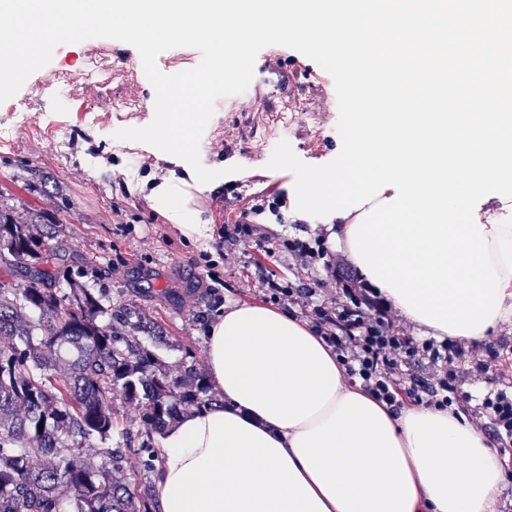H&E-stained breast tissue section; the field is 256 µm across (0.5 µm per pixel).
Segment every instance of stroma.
Segmentation results:
<instances>
[{
    "instance_id": "1",
    "label": "stroma",
    "mask_w": 512,
    "mask_h": 512,
    "mask_svg": "<svg viewBox=\"0 0 512 512\" xmlns=\"http://www.w3.org/2000/svg\"><path fill=\"white\" fill-rule=\"evenodd\" d=\"M128 53V46L111 39H91L58 45L50 62L33 73L19 92L0 102V204L13 211L18 223L33 218L56 221V241L68 253L81 282L103 291L112 307H134L156 321L167 344L161 355L172 368L183 363L205 370L206 329L229 301L270 302L256 272L257 255L249 242L219 244L184 241L175 222L156 207L145 205L152 186L167 183L195 209L202 223L221 227L266 188L289 193L294 177L267 169V156H252L248 145L263 129L267 113L240 114L232 98L217 101L213 121L200 142L207 168L220 171L210 190L195 187L192 168L165 154L132 147L115 139L116 130L150 124L149 110L119 117L109 112L112 97L127 95L148 101L151 85L142 75L139 58H132L134 79L104 72L98 83L82 82L92 51ZM39 100L38 110L19 111V104ZM336 120L320 126L308 120L282 137H271L268 148L287 140L304 163L323 165L341 149ZM237 173H230V166ZM290 202L258 216L271 224L274 256L265 267L295 284L316 286L314 302L330 301L336 290L323 263L300 265L283 247L284 239H314L320 227L294 219ZM473 352L488 364L487 372L471 367L459 372L460 398L454 408L470 414L495 388L500 374L512 375V326L491 341L476 343Z\"/></svg>"
}]
</instances>
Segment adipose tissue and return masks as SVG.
I'll use <instances>...</instances> for the list:
<instances>
[{
  "label": "adipose tissue",
  "instance_id": "ef3b65f1",
  "mask_svg": "<svg viewBox=\"0 0 512 512\" xmlns=\"http://www.w3.org/2000/svg\"><path fill=\"white\" fill-rule=\"evenodd\" d=\"M150 199L207 238L182 195ZM205 355L222 399L163 437L162 512H497L507 470L464 415L378 403L288 310L225 306Z\"/></svg>",
  "mask_w": 512,
  "mask_h": 512
}]
</instances>
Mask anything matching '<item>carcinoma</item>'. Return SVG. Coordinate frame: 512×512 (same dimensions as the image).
Instances as JSON below:
<instances>
[{
	"mask_svg": "<svg viewBox=\"0 0 512 512\" xmlns=\"http://www.w3.org/2000/svg\"><path fill=\"white\" fill-rule=\"evenodd\" d=\"M53 239V225L36 234L0 208V512H156L150 490L112 471L127 452L154 471V436L211 403L208 381L146 348L139 334L166 338L136 309L76 282L57 288L68 266ZM116 397L140 409V428L114 448Z\"/></svg>",
	"mask_w": 512,
	"mask_h": 512,
	"instance_id": "carcinoma-1",
	"label": "carcinoma"
}]
</instances>
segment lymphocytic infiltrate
Wrapping results in <instances>:
<instances>
[{
	"instance_id": "obj_1",
	"label": "lymphocytic infiltrate",
	"mask_w": 512,
	"mask_h": 512,
	"mask_svg": "<svg viewBox=\"0 0 512 512\" xmlns=\"http://www.w3.org/2000/svg\"><path fill=\"white\" fill-rule=\"evenodd\" d=\"M272 295L300 305L302 314L324 341L334 348L351 382L360 384L379 402L399 410L405 400L426 406L452 405L458 365L467 357L465 348L449 340L419 344L396 331L379 302L366 289L340 285L330 304H313V287L282 285L267 279ZM424 362L430 379L413 376L410 367ZM474 416L479 426L490 428L498 447H512V390L490 391Z\"/></svg>"
}]
</instances>
